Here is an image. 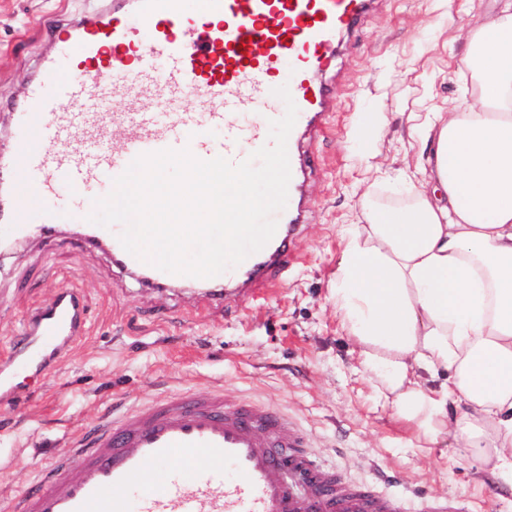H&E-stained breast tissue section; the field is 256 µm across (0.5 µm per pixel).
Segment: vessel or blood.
Wrapping results in <instances>:
<instances>
[{"label": "vessel or blood", "mask_w": 512, "mask_h": 512, "mask_svg": "<svg viewBox=\"0 0 512 512\" xmlns=\"http://www.w3.org/2000/svg\"><path fill=\"white\" fill-rule=\"evenodd\" d=\"M374 0H103L94 14L57 19L47 29L40 75L12 115L9 179L0 188V242L54 238L78 224L87 246L159 288L174 274L128 253L121 225L88 222L95 199L139 155L189 149L202 160L238 163L269 145L278 118L276 84L298 109L287 140L288 200L272 239L241 264L196 279L206 303L255 298L281 286L296 259L300 201L310 158L303 136L327 130L331 89L310 81ZM194 111L183 109L186 99ZM249 100L265 122L238 112ZM128 107L111 112L112 102ZM122 138H113L114 129ZM86 303L69 288L28 309L11 353L0 361V403L16 401L17 372L44 371L83 334ZM308 442L271 406L230 402L222 392L182 393L93 427L44 469L13 512H406L404 501L347 484L318 464ZM292 449L289 467L278 451Z\"/></svg>", "instance_id": "1"}]
</instances>
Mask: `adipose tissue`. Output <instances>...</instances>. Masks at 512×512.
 Listing matches in <instances>:
<instances>
[{
  "label": "adipose tissue",
  "instance_id": "adipose-tissue-1",
  "mask_svg": "<svg viewBox=\"0 0 512 512\" xmlns=\"http://www.w3.org/2000/svg\"><path fill=\"white\" fill-rule=\"evenodd\" d=\"M462 60L471 94L412 127L419 183L364 204L331 299L419 447L451 437L479 480L512 486V0L469 28Z\"/></svg>",
  "mask_w": 512,
  "mask_h": 512
}]
</instances>
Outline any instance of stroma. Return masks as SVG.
I'll return each instance as SVG.
<instances>
[{"label": "stroma", "mask_w": 512, "mask_h": 512, "mask_svg": "<svg viewBox=\"0 0 512 512\" xmlns=\"http://www.w3.org/2000/svg\"><path fill=\"white\" fill-rule=\"evenodd\" d=\"M95 0H0V150L10 147V105L44 50L42 26L94 9ZM498 0H381L317 79L336 91L326 135L303 141L314 159L298 262L276 293L228 307L200 306L186 287H142L101 250L29 238L0 255V350L34 304L82 289L87 333L50 369L18 373L20 404H0V512H11L45 466L102 417L155 398L215 390L269 404L304 431L343 480L414 501L463 494L476 512H512L456 462L450 442L415 445L416 431L383 407L377 382L357 369L354 343L329 299L343 225L362 201L401 200L422 155L408 136L428 98L454 105L471 81L459 64L468 28L495 17Z\"/></svg>", "instance_id": "obj_1"}]
</instances>
